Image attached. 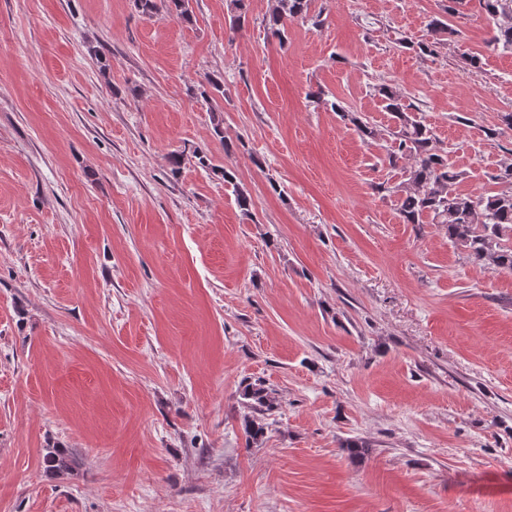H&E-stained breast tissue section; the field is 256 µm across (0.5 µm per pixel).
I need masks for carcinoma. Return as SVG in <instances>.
<instances>
[{
    "label": "carcinoma",
    "instance_id": "1",
    "mask_svg": "<svg viewBox=\"0 0 512 512\" xmlns=\"http://www.w3.org/2000/svg\"><path fill=\"white\" fill-rule=\"evenodd\" d=\"M144 15L159 12V5L185 21L190 20L189 0H134ZM313 0H274L266 17V27L279 43L287 40L286 21L319 22L312 11ZM481 9L493 21L490 43L512 51V0H479ZM418 54L433 57L439 53L441 41L414 43L405 37L396 39ZM384 108L395 120V129L380 130L370 122L347 110L336 101L328 102L330 109L340 113L358 134L373 141H392L388 153L391 167L402 166V181L394 186L400 218L405 224H442L448 230V240L464 250L476 263L490 265L499 271L512 273V163H507L494 176L503 185L493 195L472 197L455 192L453 185L460 176L449 162L448 151L438 147L430 128L415 114L413 104L404 93L390 84L375 88ZM224 182L233 186L235 203L246 216L251 215V196L236 181L231 169H224ZM242 395L255 413L244 420V432L251 441H259L265 434L262 417L277 409L275 390L257 379L243 385ZM43 464L50 472L70 469L74 459L58 448H48Z\"/></svg>",
    "mask_w": 512,
    "mask_h": 512
}]
</instances>
